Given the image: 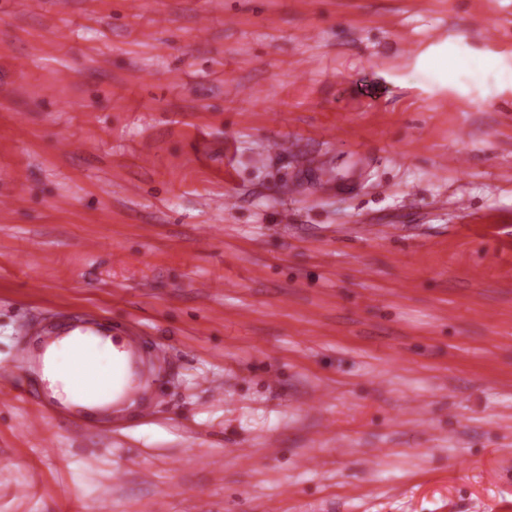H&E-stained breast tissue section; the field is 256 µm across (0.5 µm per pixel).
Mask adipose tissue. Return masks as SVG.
I'll return each instance as SVG.
<instances>
[{
  "mask_svg": "<svg viewBox=\"0 0 512 512\" xmlns=\"http://www.w3.org/2000/svg\"><path fill=\"white\" fill-rule=\"evenodd\" d=\"M424 67L433 76V85L453 92H464L465 86L460 82L461 73H469L472 81H479L490 60L486 57L471 54L455 41H444L429 48L422 55ZM71 338L63 336L50 344L42 355V378L47 381L50 389L73 402L74 381L58 367L60 360L67 354Z\"/></svg>",
  "mask_w": 512,
  "mask_h": 512,
  "instance_id": "1",
  "label": "adipose tissue"
}]
</instances>
